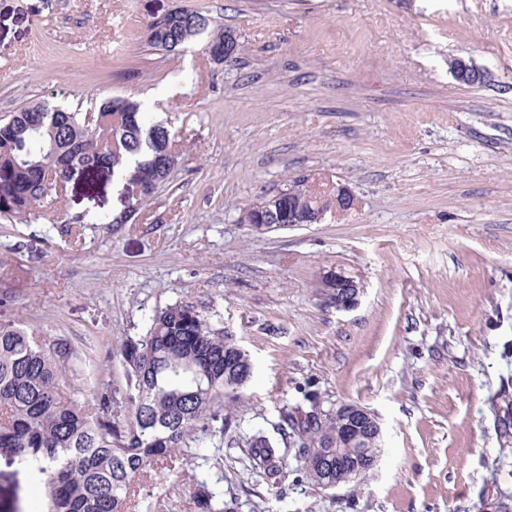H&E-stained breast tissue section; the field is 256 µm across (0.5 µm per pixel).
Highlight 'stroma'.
Instances as JSON below:
<instances>
[{
	"mask_svg": "<svg viewBox=\"0 0 512 512\" xmlns=\"http://www.w3.org/2000/svg\"><path fill=\"white\" fill-rule=\"evenodd\" d=\"M181 7L231 30L218 62L199 36L175 55L146 23ZM488 72L455 79L448 62ZM130 96L168 119L179 162L129 223L120 181L71 179L54 220L0 218V322L87 356L75 395L121 373L154 310L189 302L254 374L240 432L268 428L309 387L373 411L383 452L365 479L271 487L245 448L202 447L145 475L150 512H197L207 481L235 512H494L512 500L497 427L512 396V0H0V116L33 100L90 110ZM304 178L359 208L264 234L245 203ZM360 279L339 312L323 272ZM42 512L27 470L0 461V506Z\"/></svg>",
	"mask_w": 512,
	"mask_h": 512,
	"instance_id": "35a3bbf8",
	"label": "stroma"
}]
</instances>
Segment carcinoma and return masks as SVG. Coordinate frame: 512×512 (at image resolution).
<instances>
[{"label": "carcinoma", "mask_w": 512, "mask_h": 512, "mask_svg": "<svg viewBox=\"0 0 512 512\" xmlns=\"http://www.w3.org/2000/svg\"><path fill=\"white\" fill-rule=\"evenodd\" d=\"M211 26L207 15L183 7L147 22V43L164 37L181 49ZM103 124L48 101L26 104L0 119V216L45 217L69 175L124 181L129 206L139 209L177 164L168 121L151 123L142 104L115 97L97 108ZM312 195L305 180L239 208V224H286L288 203ZM142 339L122 352L125 386L102 380L79 402L63 392L82 363L70 342L22 322L0 323V458L42 466L46 512H137L136 487L148 471L207 439L224 442L232 425L224 411L243 400L252 364L233 337L213 328L194 305L157 309ZM130 405L112 415L117 394ZM343 418L316 396L278 411V437L258 428L243 443L253 467L272 485L284 478L281 448L310 444L318 457L302 477L327 488L365 477L381 453L373 434L344 441ZM339 460L322 467L318 459ZM198 512H233L218 504L207 482L193 493Z\"/></svg>", "instance_id": "cac0c4a2"}]
</instances>
